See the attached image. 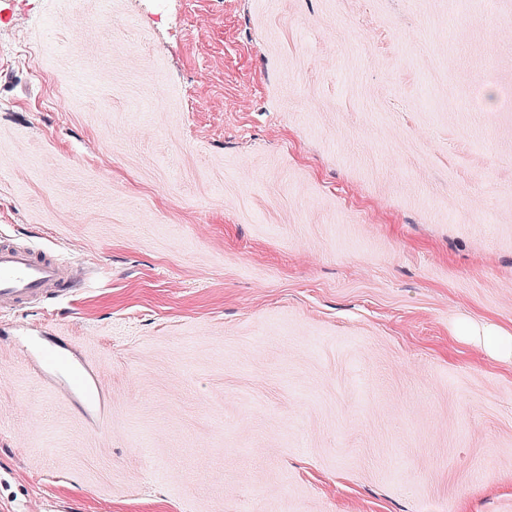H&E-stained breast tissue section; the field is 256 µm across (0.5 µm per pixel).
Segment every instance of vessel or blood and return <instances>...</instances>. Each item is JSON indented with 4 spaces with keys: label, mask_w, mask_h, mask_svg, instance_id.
Masks as SVG:
<instances>
[{
    "label": "vessel or blood",
    "mask_w": 512,
    "mask_h": 512,
    "mask_svg": "<svg viewBox=\"0 0 512 512\" xmlns=\"http://www.w3.org/2000/svg\"><path fill=\"white\" fill-rule=\"evenodd\" d=\"M85 276L80 264L63 260L55 251L35 248L20 238L0 240V319L65 300ZM46 364L64 374L58 388L63 398L80 396L91 408L104 409L108 387L101 376L75 368L61 350L51 352Z\"/></svg>",
    "instance_id": "1"
}]
</instances>
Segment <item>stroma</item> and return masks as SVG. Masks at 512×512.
Listing matches in <instances>:
<instances>
[{
    "label": "stroma",
    "instance_id": "obj_1",
    "mask_svg": "<svg viewBox=\"0 0 512 512\" xmlns=\"http://www.w3.org/2000/svg\"><path fill=\"white\" fill-rule=\"evenodd\" d=\"M110 8L0 0V512H512V0ZM86 275L79 263L63 260L55 251L20 238L0 240V319L65 300ZM487 337L489 350L500 356L512 355V332L501 327H491L484 335ZM46 364L50 370L65 375V383L57 388L64 399L81 396L88 406L103 412L105 421L112 419L105 413L108 387L101 376L91 375L87 370L75 368L66 351L51 352L47 355Z\"/></svg>",
    "mask_w": 512,
    "mask_h": 512
}]
</instances>
